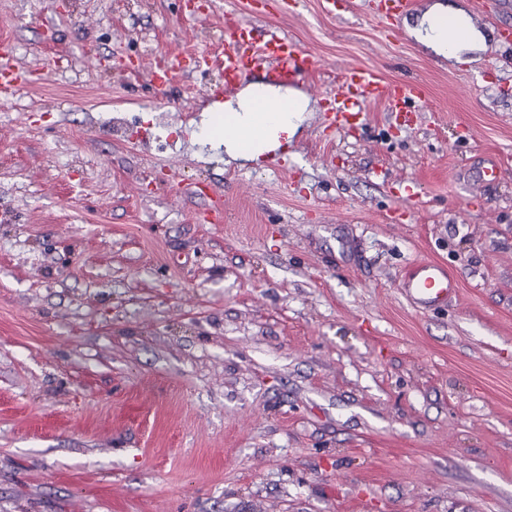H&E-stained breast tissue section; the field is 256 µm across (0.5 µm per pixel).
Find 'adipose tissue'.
<instances>
[{
	"instance_id": "obj_1",
	"label": "adipose tissue",
	"mask_w": 512,
	"mask_h": 512,
	"mask_svg": "<svg viewBox=\"0 0 512 512\" xmlns=\"http://www.w3.org/2000/svg\"><path fill=\"white\" fill-rule=\"evenodd\" d=\"M452 22L461 32L460 38L448 40L442 27L443 21ZM409 34L418 43L447 60H461L468 51L480 50L485 38L472 23L467 13L459 8L434 0L421 15ZM309 101L294 93L265 86H250L229 108L227 116H214L207 129L211 139L224 141L229 155H237V145L242 141L253 144L250 159L277 146L280 134L295 135L306 119Z\"/></svg>"
}]
</instances>
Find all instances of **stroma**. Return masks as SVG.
Here are the masks:
<instances>
[{"label":"stroma","mask_w":512,"mask_h":512,"mask_svg":"<svg viewBox=\"0 0 512 512\" xmlns=\"http://www.w3.org/2000/svg\"><path fill=\"white\" fill-rule=\"evenodd\" d=\"M258 2L0 0L40 75L0 91V512H512V0L458 66L433 0ZM243 21L319 64L276 170L205 125ZM353 63L424 100L337 117ZM420 260L458 296L414 307ZM443 20L452 22L462 32L461 37L448 42L444 28L439 25ZM408 32L418 43L449 61L455 60L456 64L470 63L472 59H462V55L485 46L482 32L474 26L467 13L442 2L431 4L418 23L408 28Z\"/></svg>","instance_id":"obj_1"}]
</instances>
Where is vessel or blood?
I'll return each instance as SVG.
<instances>
[{
  "label": "vessel or blood",
  "mask_w": 512,
  "mask_h": 512,
  "mask_svg": "<svg viewBox=\"0 0 512 512\" xmlns=\"http://www.w3.org/2000/svg\"><path fill=\"white\" fill-rule=\"evenodd\" d=\"M11 59V47L0 40V84L5 86L24 77L23 72L12 65ZM315 68L314 58L299 50L283 34L274 33L260 41L249 33H235L224 42V85L228 88L258 69L263 71L268 83L288 84L310 75ZM421 98V83L387 84L370 70L348 67L343 71L336 102L341 112L361 107L366 101H382L390 111L406 112ZM456 287L455 279L436 261L415 263L403 281L406 295L422 308L446 303Z\"/></svg>",
  "instance_id": "1"
}]
</instances>
